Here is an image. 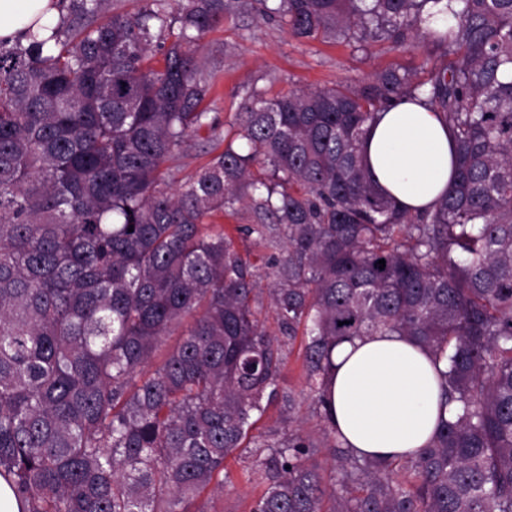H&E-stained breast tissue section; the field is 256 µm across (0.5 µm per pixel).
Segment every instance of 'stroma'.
<instances>
[{"label":"stroma","instance_id":"1","mask_svg":"<svg viewBox=\"0 0 512 512\" xmlns=\"http://www.w3.org/2000/svg\"><path fill=\"white\" fill-rule=\"evenodd\" d=\"M224 24L206 33L205 52L219 60L209 112L221 128L235 123L247 92L257 87L273 98L292 90L332 87L340 83L370 80L376 73L394 68L429 71L439 59L426 45L394 48L386 43L367 46L324 43L292 38L275 19L262 20L255 0H224ZM322 423L309 402L285 415L272 405L257 421L264 438L280 440L296 429L319 434ZM231 483L208 504L209 512H250L262 485L247 457L226 462Z\"/></svg>","mask_w":512,"mask_h":512}]
</instances>
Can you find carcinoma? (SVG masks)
Returning <instances> with one entry per match:
<instances>
[{
  "label": "carcinoma",
  "instance_id": "obj_1",
  "mask_svg": "<svg viewBox=\"0 0 512 512\" xmlns=\"http://www.w3.org/2000/svg\"><path fill=\"white\" fill-rule=\"evenodd\" d=\"M58 2L48 37L0 39V476L26 512H205L267 407L291 415L305 394L322 435L253 439L251 512H512V0H261L296 39L425 43L441 64L253 89L222 151L201 39L224 0ZM420 96L456 165L412 213L361 150L379 111ZM204 127L211 158L170 191ZM240 205L236 231L275 249L277 337L258 266L207 222ZM378 333L446 366L448 418L413 456L361 459L336 437L334 349ZM298 337L297 393L279 378Z\"/></svg>",
  "mask_w": 512,
  "mask_h": 512
}]
</instances>
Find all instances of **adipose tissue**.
<instances>
[{
  "mask_svg": "<svg viewBox=\"0 0 512 512\" xmlns=\"http://www.w3.org/2000/svg\"><path fill=\"white\" fill-rule=\"evenodd\" d=\"M54 0H0V37L52 26ZM382 190L425 210L453 185L454 140L422 99L383 109L362 146ZM329 405L343 447L360 457L398 458L425 447L440 424L442 378L431 356L403 336L372 335L335 350Z\"/></svg>",
  "mask_w": 512,
  "mask_h": 512,
  "instance_id": "ef3b65f1",
  "label": "adipose tissue"
}]
</instances>
